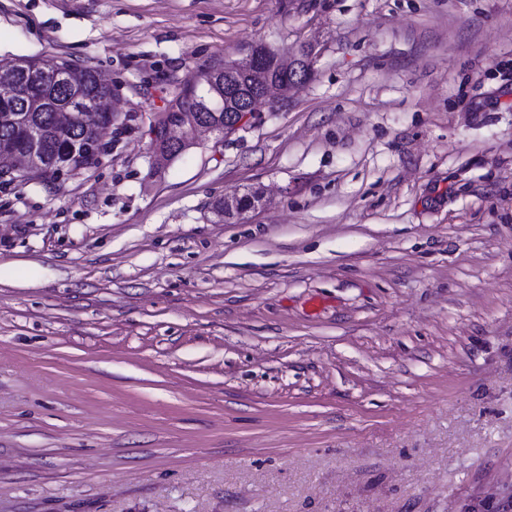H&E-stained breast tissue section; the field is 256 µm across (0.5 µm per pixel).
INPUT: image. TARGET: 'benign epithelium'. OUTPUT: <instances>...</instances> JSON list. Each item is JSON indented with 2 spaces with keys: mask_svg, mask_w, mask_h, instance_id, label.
I'll list each match as a JSON object with an SVG mask.
<instances>
[{
  "mask_svg": "<svg viewBox=\"0 0 512 512\" xmlns=\"http://www.w3.org/2000/svg\"><path fill=\"white\" fill-rule=\"evenodd\" d=\"M267 52V45L264 43H253L246 50V62L236 66V69L242 72L255 71L261 62L262 56ZM316 53L312 46H303L292 59L280 61L281 67L286 72L287 77L282 80H265L254 85L252 91L241 96L239 108L230 113V117L224 119V128L220 129L214 125L198 120L190 125L182 123L178 118L172 116L170 112L162 113V118L152 128V132L158 130L164 131L165 143L168 151L164 156L175 158L187 150L200 133L210 134L221 140L245 126V124L255 115L270 111L276 105L281 97V93L287 91L290 87H297L308 81V69L314 68ZM63 79V73L54 69H45L43 72L27 87L29 93L37 92L42 86L58 82ZM44 138L42 133L36 129L28 130V146L23 152H13L0 154V179H7L13 176H22L26 174L34 165L40 163V159L46 158L43 153L42 145ZM93 158L97 161L102 160L104 154L95 149V141H86L80 146H74L67 154L53 156L50 159L51 168L54 169V179L58 182L72 176L83 168V164L77 162L79 156ZM262 204L261 196H256L251 200V204L246 206L242 202V196L237 195L232 198L224 199V216L238 217L243 213L254 209Z\"/></svg>",
  "mask_w": 512,
  "mask_h": 512,
  "instance_id": "7a95c632",
  "label": "benign epithelium"
}]
</instances>
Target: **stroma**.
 <instances>
[{
  "mask_svg": "<svg viewBox=\"0 0 512 512\" xmlns=\"http://www.w3.org/2000/svg\"><path fill=\"white\" fill-rule=\"evenodd\" d=\"M256 41L313 78L162 158L169 101ZM45 55L121 119L60 188L0 183V512L512 491V0H0V60ZM262 201L263 197L261 199L260 193L256 196V199H251V204L249 206H244L242 202V196L240 195L234 196L232 198L224 197L216 199L212 203V210L219 221H224V216L238 217L251 209H257L258 206L262 204Z\"/></svg>",
  "mask_w": 512,
  "mask_h": 512,
  "instance_id": "1",
  "label": "stroma"
}]
</instances>
